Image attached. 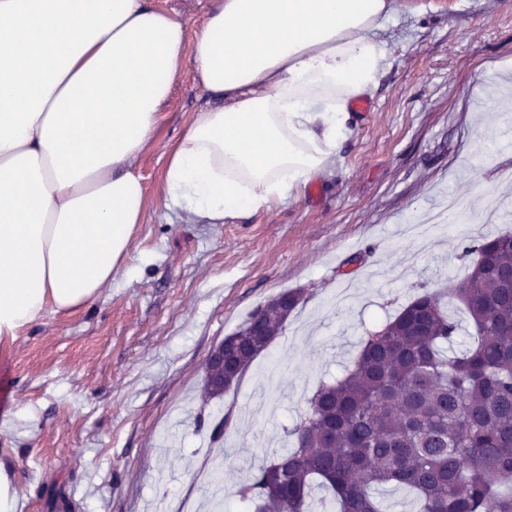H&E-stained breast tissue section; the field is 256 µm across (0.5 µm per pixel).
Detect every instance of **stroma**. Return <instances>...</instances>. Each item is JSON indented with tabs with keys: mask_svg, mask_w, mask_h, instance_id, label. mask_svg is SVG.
I'll list each match as a JSON object with an SVG mask.
<instances>
[{
	"mask_svg": "<svg viewBox=\"0 0 512 512\" xmlns=\"http://www.w3.org/2000/svg\"><path fill=\"white\" fill-rule=\"evenodd\" d=\"M381 37L392 68L353 115L331 173L299 197L221 224L164 206L167 151L206 96L179 77L138 172L147 192L129 272L67 315L45 314L0 349V466L20 512H203L218 471L224 512L266 452L286 445L320 380L420 290L461 283L474 240L512 232L449 222L415 231L445 196H512V123L484 75L512 74V0H405ZM303 299L223 398L206 400L211 349L286 290ZM227 417L220 455L194 418Z\"/></svg>",
	"mask_w": 512,
	"mask_h": 512,
	"instance_id": "obj_1",
	"label": "stroma"
}]
</instances>
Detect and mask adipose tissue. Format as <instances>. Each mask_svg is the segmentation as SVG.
Segmentation results:
<instances>
[{
	"instance_id": "ef3b65f1",
	"label": "adipose tissue",
	"mask_w": 512,
	"mask_h": 512,
	"mask_svg": "<svg viewBox=\"0 0 512 512\" xmlns=\"http://www.w3.org/2000/svg\"><path fill=\"white\" fill-rule=\"evenodd\" d=\"M398 8L211 0L191 37L153 0H0V347L128 268L138 162L184 69L206 101L166 154L165 207L220 224L335 167Z\"/></svg>"
}]
</instances>
